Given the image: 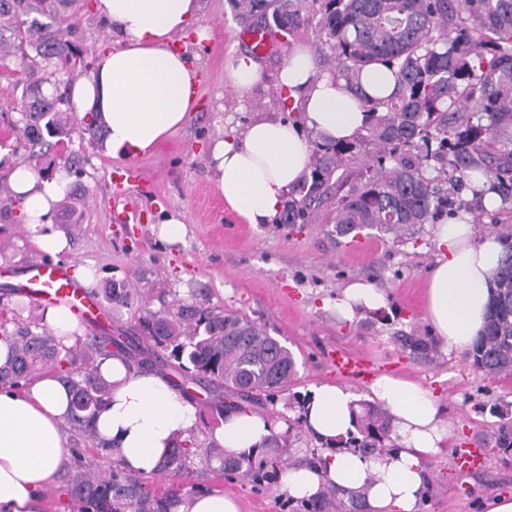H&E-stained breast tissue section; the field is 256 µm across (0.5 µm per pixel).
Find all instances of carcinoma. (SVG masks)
I'll return each instance as SVG.
<instances>
[{
    "label": "carcinoma",
    "mask_w": 512,
    "mask_h": 512,
    "mask_svg": "<svg viewBox=\"0 0 512 512\" xmlns=\"http://www.w3.org/2000/svg\"><path fill=\"white\" fill-rule=\"evenodd\" d=\"M60 0H0V54L11 55L25 75V124L20 129L33 147L43 134L68 149L69 135L60 89L44 94L48 77L37 75L38 61L59 72L77 57L72 17L57 9ZM244 14L271 17L284 38L314 26L323 31L332 51L328 74L353 90L363 72L385 65L395 78L386 98L367 99L371 115L364 132L349 141L316 140L311 146L309 179L288 197L285 224H307L321 207L336 201V236L366 228L399 232L415 224L481 214L459 197L484 201L495 193L503 215L512 213V0H238ZM361 161L358 175L347 165ZM479 171L488 186L471 185L468 172ZM503 253L496 290L484 334L467 353L472 366L496 378L512 373V232L500 235ZM109 303L129 304L124 284L105 292ZM139 330L187 373L209 378L247 397L285 390L295 375L288 348L254 322L217 312L205 301L178 304L168 316L144 311ZM14 345L0 366V386H17L52 369L72 395L67 425L113 457L115 469L102 474L74 448L70 486L79 512H124L136 502L140 512H167L179 500L153 496L127 474L113 449L96 440L92 423L109 394L108 383L93 358L78 363L84 345L102 359L121 355L108 335L88 336L67 347L40 323L8 332ZM365 454L396 447L386 411L365 404L357 414V433L336 447ZM197 452L194 442L174 449L163 471L181 474ZM221 469L249 476L256 483L272 478L265 465L250 458L227 459L215 452Z\"/></svg>",
    "instance_id": "1"
}]
</instances>
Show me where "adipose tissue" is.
<instances>
[{
	"label": "adipose tissue",
	"instance_id": "obj_1",
	"mask_svg": "<svg viewBox=\"0 0 512 512\" xmlns=\"http://www.w3.org/2000/svg\"><path fill=\"white\" fill-rule=\"evenodd\" d=\"M95 7L110 25L115 44L100 53L92 76L75 84L73 107L96 112L107 131L108 154L150 152L191 118L197 70L171 43L190 26L198 40L209 39V29L198 23L201 0H96ZM262 72L261 63L247 54L232 52L224 60V84L241 96L256 87ZM279 79L299 104L301 122L261 117L244 131L218 136L211 149L216 189L230 212L247 224L271 223L287 193L308 175L311 146L303 129L330 141L349 139L369 120L344 82L319 75L307 46L290 50ZM66 183L61 174L41 178L25 163L10 176L34 242L50 256L66 245L46 228ZM432 234L437 252L425 285L426 318L444 350L465 349L485 327L503 247L496 235L476 236L473 224L458 219L434 225ZM388 307L386 293L363 280L346 285L336 301L337 315L349 321L357 312ZM98 370L112 389L94 419L97 437L118 450L127 471L158 473L171 449L190 439L198 422L196 407L168 378L133 368L121 357L104 360ZM70 399L51 375L0 390V512H41L44 489L70 458L62 430ZM371 399L389 414L397 450L365 456L336 447V439L355 428V397L333 384L314 387L301 417L329 448L315 465L284 470L281 480L291 497L309 499L329 488L358 491L372 512H416L426 483L423 460L448 441L442 407L430 390L387 374L372 383ZM275 431L262 415L229 411L219 418L212 438L226 456L247 458Z\"/></svg>",
	"mask_w": 512,
	"mask_h": 512
}]
</instances>
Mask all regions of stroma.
Instances as JSON below:
<instances>
[{
  "label": "stroma",
  "mask_w": 512,
  "mask_h": 512,
  "mask_svg": "<svg viewBox=\"0 0 512 512\" xmlns=\"http://www.w3.org/2000/svg\"><path fill=\"white\" fill-rule=\"evenodd\" d=\"M75 14L76 38L84 53L74 68L56 74L62 85L91 76L100 46L110 36L94 7L76 8ZM200 23L210 29L209 40H177L199 75L191 120L155 151L131 160L154 185L153 193L134 194L143 213L138 224L117 220L108 186L110 172L131 161L107 155L102 143L82 135L83 117L74 111L69 114L71 148L80 174L70 173L57 148L30 155L13 131L22 122L24 77L0 71V305L23 323L43 313L34 302H19L15 284L24 265L43 258L9 184L12 168L26 160L40 175L67 176L76 214L67 216L57 207L49 222L69 241L62 257L72 261V273L99 295L115 282L133 290L130 305L110 310L104 333L119 340L135 368L153 369L178 384L198 410L193 433L198 453L185 464L188 479L166 473L147 476L146 491L174 493L184 502L204 490H221L238 499L241 512H305L302 501L291 498L281 482L259 485L241 474L215 469L208 454L211 433L219 414L234 401L281 424L289 447L286 453L267 456L269 471L283 472L287 461L320 458L325 446L307 431L301 410L313 386L336 383L326 361L328 350L336 346L429 389L445 409L448 444L424 460L428 481L417 512H484L486 499L512 494V448L493 443L498 426L512 421V375L486 377L471 366L465 352L436 345L423 307L436 254L430 225L399 234L363 230L367 248L355 254L339 244L330 207L321 209L311 223L296 226L252 225L235 217L213 182L211 144L224 129H244L261 115L299 120V112L280 102L278 75L291 45L278 40L277 50L261 60V82L241 97L224 86V58L233 49L246 51L242 33L261 26L260 17L242 15L234 0H205ZM172 216L183 217L187 227L184 239L176 243L158 236L159 225ZM357 279L386 292L389 312L367 313L350 322L337 318L336 298ZM200 297L215 310L252 320L288 348L297 374L285 391L238 399L208 380L188 376L173 361H156L153 341L136 327L139 315L146 309L172 313L178 303ZM464 441L486 448L483 471L462 474L454 468L453 449Z\"/></svg>",
  "instance_id": "stroma-1"
}]
</instances>
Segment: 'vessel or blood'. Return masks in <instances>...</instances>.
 Listing matches in <instances>:
<instances>
[{
  "mask_svg": "<svg viewBox=\"0 0 512 512\" xmlns=\"http://www.w3.org/2000/svg\"><path fill=\"white\" fill-rule=\"evenodd\" d=\"M243 36L256 55L270 54L275 48L274 39L263 29H248ZM145 182V176L133 166L111 180L112 199L115 205L121 206L120 216L124 223L140 222V211L128 204L127 198L130 188L143 186ZM19 287L36 303L67 305L75 316L90 327H97L107 319L106 310L101 303L73 277L68 261L47 260L29 265ZM329 361L336 375L344 379L365 382L375 375L370 362L341 348L330 352ZM453 463L462 473L482 469L486 465V451L460 445L454 450Z\"/></svg>",
  "mask_w": 512,
  "mask_h": 512,
  "instance_id": "b4317fda",
  "label": "vessel or blood"
}]
</instances>
